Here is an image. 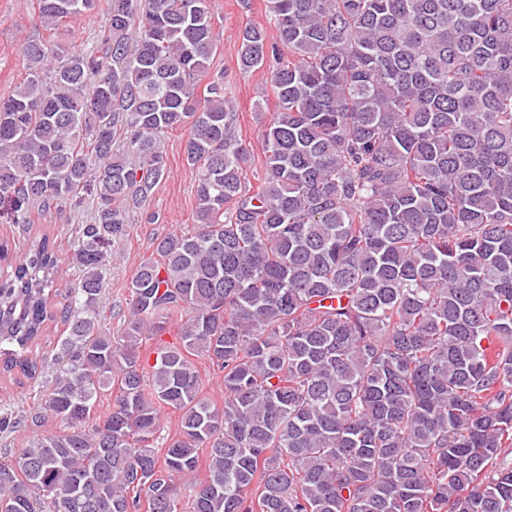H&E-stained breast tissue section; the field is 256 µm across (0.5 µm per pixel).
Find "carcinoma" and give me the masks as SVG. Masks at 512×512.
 Here are the masks:
<instances>
[{
    "instance_id": "cac0c4a2",
    "label": "carcinoma",
    "mask_w": 512,
    "mask_h": 512,
    "mask_svg": "<svg viewBox=\"0 0 512 512\" xmlns=\"http://www.w3.org/2000/svg\"><path fill=\"white\" fill-rule=\"evenodd\" d=\"M214 8L109 0L94 50L27 40L0 99L10 223L94 206L67 258L45 234L0 270V374L41 377L32 346L66 333L36 410L0 412L6 437L59 423L0 464V512H512V0H268L238 45L277 101L256 187L224 80L199 92ZM180 127L197 223L155 240L105 331V249Z\"/></svg>"
}]
</instances>
